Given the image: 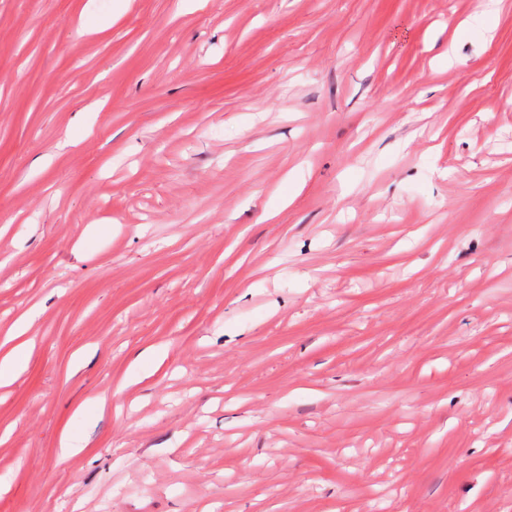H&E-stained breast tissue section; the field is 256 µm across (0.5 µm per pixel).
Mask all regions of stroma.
Segmentation results:
<instances>
[{
  "instance_id": "obj_1",
  "label": "stroma",
  "mask_w": 512,
  "mask_h": 512,
  "mask_svg": "<svg viewBox=\"0 0 512 512\" xmlns=\"http://www.w3.org/2000/svg\"><path fill=\"white\" fill-rule=\"evenodd\" d=\"M483 2L0 0V512H512ZM28 342L12 346L0 356V386L12 384L22 371L27 356Z\"/></svg>"
}]
</instances>
